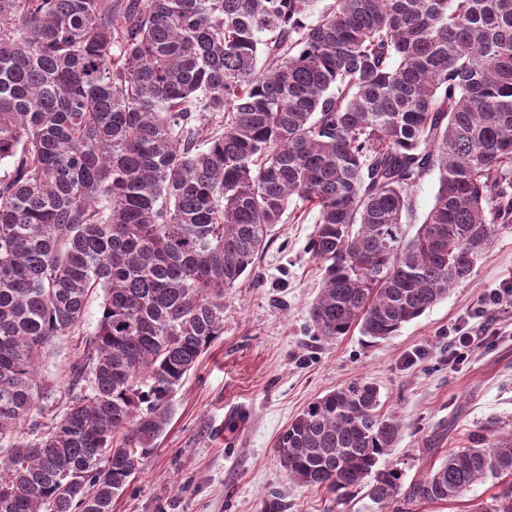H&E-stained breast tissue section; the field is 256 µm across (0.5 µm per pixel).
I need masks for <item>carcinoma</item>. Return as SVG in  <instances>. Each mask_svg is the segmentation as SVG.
<instances>
[{
    "mask_svg": "<svg viewBox=\"0 0 512 512\" xmlns=\"http://www.w3.org/2000/svg\"><path fill=\"white\" fill-rule=\"evenodd\" d=\"M318 2L0 0V512H112L291 198L318 211L326 340L396 335L512 224V0ZM98 294L79 391L20 439L57 392L42 353ZM401 431L356 381L276 448L288 477L380 506L512 477V439L479 433L406 485L379 467ZM438 175L432 173L426 176L417 186L413 193L414 210L416 214V223L420 224L425 214L433 204L434 195L437 189ZM62 402L59 404H54L53 406L46 407L42 413H35L34 418L31 421H28L21 429L18 436L21 439L24 438H34L35 427L37 426L39 431L44 429V426L49 425L51 422V418H53L56 414H58L62 410Z\"/></svg>",
    "mask_w": 512,
    "mask_h": 512,
    "instance_id": "obj_1",
    "label": "carcinoma"
}]
</instances>
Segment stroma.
I'll return each mask as SVG.
<instances>
[{
  "label": "stroma",
  "instance_id": "stroma-1",
  "mask_svg": "<svg viewBox=\"0 0 512 512\" xmlns=\"http://www.w3.org/2000/svg\"><path fill=\"white\" fill-rule=\"evenodd\" d=\"M275 225L253 274L224 297V334L201 356L172 399L156 448L112 512H376L358 490L339 499L288 478L276 442L315 398L357 378L379 389L381 410L402 424L380 467L413 480L448 450L512 438V303L486 313V332L468 358L448 361V330L480 297L512 282V226L499 230L470 276L396 336L373 340L359 330L331 342L313 336L308 311L322 273L307 250L316 211L293 202ZM99 317L87 304L81 334L55 341L41 373L66 388L72 363ZM512 488V478L471 486L447 503L419 502L410 512H471Z\"/></svg>",
  "mask_w": 512,
  "mask_h": 512
}]
</instances>
